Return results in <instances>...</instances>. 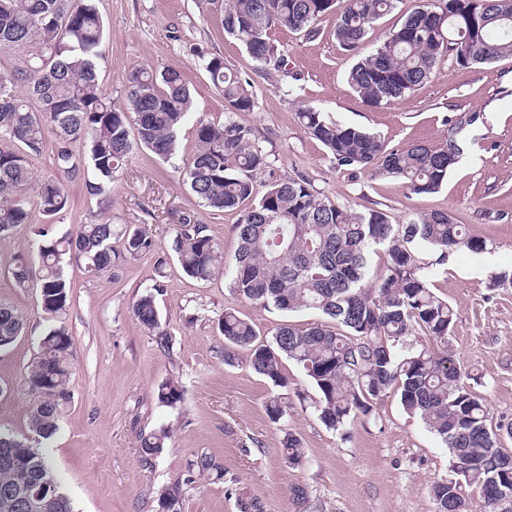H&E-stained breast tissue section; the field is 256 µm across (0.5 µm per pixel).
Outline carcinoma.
Listing matches in <instances>:
<instances>
[{
	"mask_svg": "<svg viewBox=\"0 0 512 512\" xmlns=\"http://www.w3.org/2000/svg\"><path fill=\"white\" fill-rule=\"evenodd\" d=\"M442 2L419 0L402 24L366 53L369 30L403 0H224L222 26L245 49L253 69L270 75L286 67L284 50L271 40V30L312 38L319 33L317 21L336 14L337 42L359 54L348 83L365 102L380 105L409 97L431 80L444 57L464 68L512 57V0ZM104 37L96 0H0V51L18 61L0 68V238L31 223L30 191H35L39 213L50 220L69 206L65 182L86 169L95 173L87 184L89 195L106 199L115 174L135 152L166 157L175 150L192 108L183 74L176 68H139L128 79L124 102L116 105L99 82ZM204 69L233 111H253L249 80L224 66V58L204 59ZM21 83L27 87L24 95L17 91ZM298 117L337 167L399 179L415 195L437 192L462 154L453 137L441 147L415 144L391 150L380 136L332 123L318 109L306 108ZM49 136L57 175L35 185L31 158ZM269 167V155L257 146L250 128L231 118L222 125L200 121L185 180L203 206L240 212L234 225L233 295L281 312L317 310L327 322L305 328L285 322L262 341L248 320L227 308L219 321L224 361L233 362L238 350L247 353L250 367L274 388L265 405L274 423L288 409L285 359L305 370L316 391L311 407L329 429L340 431L358 416L371 415L378 402L396 392L403 409L419 415L448 448L454 477L433 484L435 512H501L500 502L512 500V454L501 444L504 436L512 439V423L492 425L484 398L460 382L461 368L448 347L457 313L430 288L428 272L459 249L484 253L488 242L442 211L394 225L384 212L356 211L318 196L304 178L273 180L257 198L254 179ZM115 238L121 241L119 249L112 246ZM380 248L384 272L366 286L369 260ZM154 250L148 230L129 225L118 230L110 220L82 224L74 238L51 237L44 229L35 260L16 259L11 275L19 290L39 289L42 310L54 319L69 301L63 256L98 275L119 259ZM174 252L184 273L196 280L211 279L224 265L208 225L188 211L176 225ZM423 252L435 259L423 262ZM133 315L158 348H169L154 294L140 296ZM23 330L22 315L0 300V336L8 337L6 346ZM417 330L435 346L408 344L407 337ZM72 360L71 335L58 322L40 340L35 364L24 378L29 391L35 385L45 388L28 418L39 441L56 434L70 402ZM157 398L174 407L182 402L183 391L167 381L158 387ZM167 439L164 430L142 435L141 453L158 456ZM282 445L289 464L302 462L296 436L285 433ZM4 447L11 464L0 466V491L45 481L44 496L52 497L59 486L46 455L15 437ZM464 485L476 499L460 493Z\"/></svg>",
	"mask_w": 512,
	"mask_h": 512,
	"instance_id": "carcinoma-1",
	"label": "carcinoma"
}]
</instances>
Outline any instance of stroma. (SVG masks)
I'll return each mask as SVG.
<instances>
[{"label": "stroma", "mask_w": 512, "mask_h": 512, "mask_svg": "<svg viewBox=\"0 0 512 512\" xmlns=\"http://www.w3.org/2000/svg\"><path fill=\"white\" fill-rule=\"evenodd\" d=\"M97 6L105 24L100 80L113 102H123L135 69L174 67L191 89L194 109L175 153L166 160L133 154L105 203L88 195L86 183L95 174L86 171L66 184L68 210L50 221L34 214L0 239V300L25 319L23 334L0 349V431L29 434L35 400L23 378L52 325L38 290L18 292L9 267L16 256L32 253L40 227L61 237L108 218L145 227L156 248L95 277L76 262L63 264L70 293L60 319L74 343L71 403L45 452L74 512H157L159 498L174 487L178 512H244L251 500L260 512H434L430 488L450 473L448 450L419 416L403 410L398 395L342 431L298 405L275 424L265 411L271 388L246 353L225 363L218 330L225 308L238 310L264 338L284 322L304 327L323 316L315 310L287 315L233 297L238 215L199 206L183 168L195 149L197 122L220 124L230 116L252 128L275 177L306 178L320 196L357 211H383L395 224L443 211L468 225L489 251H456L434 270L431 287L457 312L448 337L455 360L476 379L493 418L512 419V287L488 285L491 271L512 265V58L472 68L442 60L431 81L404 101L372 106L347 81L356 57L336 41L335 15L323 17L319 36L310 40L273 30L272 41L288 52V70L269 77L255 72L241 45L225 35L215 0H97ZM214 55L250 80L254 111L233 112L213 86L203 59ZM305 107L379 134L392 149L439 147L452 136L463 153L438 192L413 195L400 180L337 168L300 125ZM184 211L207 224L223 247L225 267L211 280L189 278L177 261L173 240ZM149 291L170 335L165 352L133 316L135 299ZM169 380L183 390L174 407L157 398L159 385ZM159 429L170 434L166 448L144 458L141 434ZM288 432L302 443L301 465L284 458ZM202 456L223 468V479L197 471ZM296 485L307 487L304 501L292 500Z\"/></svg>", "instance_id": "stroma-1"}]
</instances>
